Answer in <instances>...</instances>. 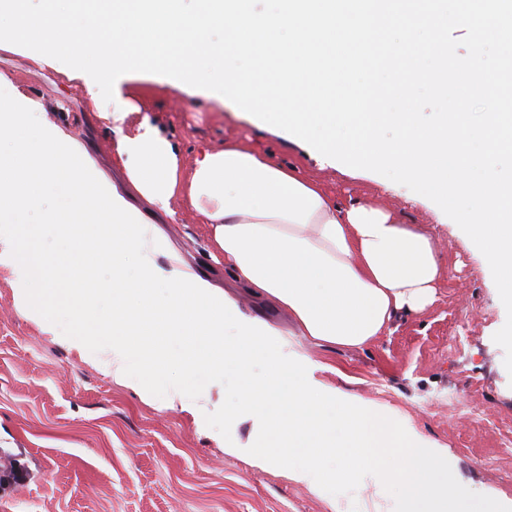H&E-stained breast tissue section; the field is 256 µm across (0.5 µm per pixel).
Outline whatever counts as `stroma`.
<instances>
[{
    "instance_id": "35a3bbf8",
    "label": "stroma",
    "mask_w": 512,
    "mask_h": 512,
    "mask_svg": "<svg viewBox=\"0 0 512 512\" xmlns=\"http://www.w3.org/2000/svg\"><path fill=\"white\" fill-rule=\"evenodd\" d=\"M40 101L54 123L67 100L79 121L70 135L91 152L96 168L116 186L125 174L112 154L120 133H133L142 113L112 129L56 68L27 51L0 46V71ZM144 92L152 122L177 144L182 171L197 151L242 138L255 151L321 182L340 204L371 201L401 211L410 224L432 233L447 276L435 300L418 315L403 316L391 334L359 348H336L296 335L287 308L252 298L214 258L208 227L183 203L159 230L191 269L234 296L241 309L290 335L326 384L382 404L401 426L448 453L449 477L470 484L468 512H495L512 503V376L493 341L506 312L481 257L456 225L442 221L431 201L363 169L333 164L304 142L261 129L228 104L184 106L167 82H129ZM65 199L47 192L39 210L23 219L48 257L62 251L45 225ZM19 281L0 266V450L24 477L0 483V512H331L325 498L288 477L287 466L258 468L224 451L223 410L240 402L234 379L212 389L215 415L198 427L192 415L143 400L107 374L93 357H80L64 337L76 329L67 315L38 324L16 303Z\"/></svg>"
}]
</instances>
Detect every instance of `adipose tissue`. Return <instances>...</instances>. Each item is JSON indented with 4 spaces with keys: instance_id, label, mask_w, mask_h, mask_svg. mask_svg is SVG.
I'll use <instances>...</instances> for the list:
<instances>
[{
    "instance_id": "ef3b65f1",
    "label": "adipose tissue",
    "mask_w": 512,
    "mask_h": 512,
    "mask_svg": "<svg viewBox=\"0 0 512 512\" xmlns=\"http://www.w3.org/2000/svg\"><path fill=\"white\" fill-rule=\"evenodd\" d=\"M38 101L0 72V224L16 225L42 194L59 189L66 202L50 228L70 246L57 262L45 259L32 235L0 236V265L22 282V311L50 321L66 309L79 328L70 347L86 354L98 342L107 372L154 398L162 378L179 368L166 390L167 406L209 424L210 385L233 374L242 406L224 418V451L266 468L287 464L294 482L320 495L393 486L399 507L375 512H459L470 496L466 481L445 479V454L395 423L375 402L353 400L315 376L308 357L235 298L167 252L157 227L133 204L141 198L166 217L180 199L224 254V266L259 298L287 307L302 335L338 347H364L389 333L401 315L425 310L444 267L431 235L396 213L367 203L340 205L323 187L237 142L208 148L180 176L178 147L150 118L117 141L128 188L98 176L85 147L50 122L33 121ZM170 263L160 266L159 254ZM135 258L137 280L125 275ZM111 263V280L98 278ZM165 279L168 295L153 284ZM112 298L109 319L96 302ZM184 339L179 356L170 337ZM262 361L264 372L253 369ZM207 384H200L199 376ZM250 422L248 442L237 428ZM399 456L387 450L396 438Z\"/></svg>"
}]
</instances>
